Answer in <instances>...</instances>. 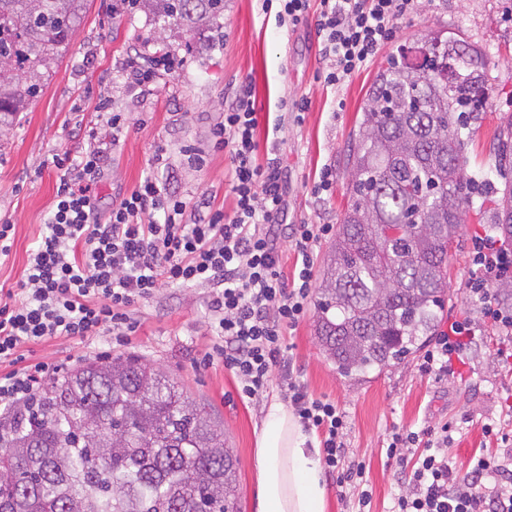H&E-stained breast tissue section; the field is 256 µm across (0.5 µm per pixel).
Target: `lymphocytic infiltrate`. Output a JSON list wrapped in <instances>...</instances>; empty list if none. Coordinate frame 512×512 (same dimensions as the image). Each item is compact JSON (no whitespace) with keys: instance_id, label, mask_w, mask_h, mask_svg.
<instances>
[{"instance_id":"obj_1","label":"lymphocytic infiltrate","mask_w":512,"mask_h":512,"mask_svg":"<svg viewBox=\"0 0 512 512\" xmlns=\"http://www.w3.org/2000/svg\"><path fill=\"white\" fill-rule=\"evenodd\" d=\"M289 24L313 22L331 84L345 81L370 62L396 33L415 0H280ZM257 118L250 85H241L213 131L216 148L230 157L235 198L232 213L209 212L184 223L187 203L145 177L100 217L92 191L106 155L96 148L70 159L56 187L55 208L33 247L24 279L0 297V407L25 403L50 379L64 375L67 361H28L23 345L51 338L84 339L106 329L116 336L136 332L132 303L161 286H210L209 307L217 320L215 341L201 365L223 363L239 379L243 396L256 400L274 384L273 369L286 361L285 332L304 319L312 292L314 249L328 224H292L285 199L287 171L279 157L258 162ZM301 259L296 281L281 264V234ZM469 295L500 335H512V311L492 301L488 288L512 279V249L488 234L475 235L470 255ZM470 320L440 331L421 370L445 376L462 357ZM288 399L303 428L316 432L326 473L338 488L361 485L362 462L349 459L347 422L335 402L310 397L296 379ZM399 466L401 492L392 512H512V452L484 453L467 471L448 458V429L394 434L387 448Z\"/></svg>"}]
</instances>
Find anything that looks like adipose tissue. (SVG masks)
I'll return each mask as SVG.
<instances>
[{"instance_id":"ef3b65f1","label":"adipose tissue","mask_w":512,"mask_h":512,"mask_svg":"<svg viewBox=\"0 0 512 512\" xmlns=\"http://www.w3.org/2000/svg\"><path fill=\"white\" fill-rule=\"evenodd\" d=\"M287 404L272 403L256 440V512H325L320 451Z\"/></svg>"}]
</instances>
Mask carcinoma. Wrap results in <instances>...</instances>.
Masks as SVG:
<instances>
[{"mask_svg": "<svg viewBox=\"0 0 512 512\" xmlns=\"http://www.w3.org/2000/svg\"><path fill=\"white\" fill-rule=\"evenodd\" d=\"M85 0H0V128L37 97ZM192 32L224 0H134ZM483 54L438 30L381 63L352 133L348 206L318 286L315 336L336 373L365 379L435 335L448 250L469 210L512 239V182L469 175ZM512 166V118L500 126ZM388 227L404 233L388 236ZM236 457L209 410L148 363L115 356L48 383L0 421V512H237Z\"/></svg>", "mask_w": 512, "mask_h": 512, "instance_id": "1", "label": "carcinoma"}]
</instances>
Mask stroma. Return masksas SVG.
Returning <instances> with one entry per match:
<instances>
[{
  "label": "stroma",
  "instance_id": "stroma-1",
  "mask_svg": "<svg viewBox=\"0 0 512 512\" xmlns=\"http://www.w3.org/2000/svg\"><path fill=\"white\" fill-rule=\"evenodd\" d=\"M442 29L481 49L493 94L470 128L463 164L467 173L494 170L497 134L512 115V0H418L400 20L385 52L429 31ZM313 26L280 24L276 9L263 0H224L216 27L185 32L177 24L160 26L124 0H87L69 49L51 72L43 92L9 130L0 133V218L14 226L13 246L0 259V285L13 286L26 273L28 255L41 237L55 204L60 175L53 160L98 146V132L110 99L122 130L107 146L97 182L101 209L143 180L155 176L189 202L208 198L212 209L231 212L227 178L230 160L213 149L211 132L223 122L224 109L243 82H251L259 145L274 144L288 170V220L295 224H340L347 207L345 173L350 136L361 117L366 92L382 63L373 61L341 85L325 82L326 64ZM178 54L182 63L161 73L155 91L130 89L121 71L139 53ZM302 101L305 112L294 114ZM203 155L196 164L195 155ZM336 184L330 194L312 188L323 167ZM468 215L448 253V296L444 320L470 319L477 332L454 373L437 380L419 370L413 354L363 381L338 375L326 361L314 335V314L288 330V367H274L277 381L262 400L240 397L236 378L222 363L196 366L212 346L210 291L205 287L159 288L136 301L131 311L140 322L125 345L103 332L82 340L52 338L33 345L32 358L69 360L71 367L95 361L98 353L141 358L174 378L192 398L209 405L238 459L239 512H255L256 434L271 402L283 400L289 378L316 398L336 402L348 424L352 457L366 465L373 490L370 512H391L400 492L398 467L386 449L397 432L449 426L448 454L466 470L475 453L495 451L483 425L512 430V339L499 336L482 318L467 290L471 237L484 232Z\"/></svg>",
  "mask_w": 512,
  "mask_h": 512
}]
</instances>
